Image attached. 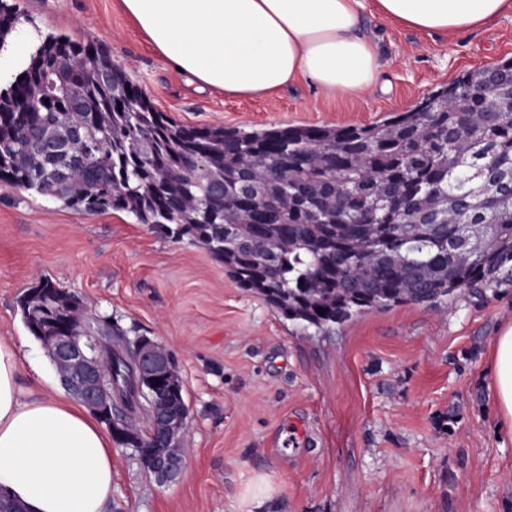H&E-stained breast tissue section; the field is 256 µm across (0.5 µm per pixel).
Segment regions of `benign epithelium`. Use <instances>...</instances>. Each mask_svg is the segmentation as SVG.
Instances as JSON below:
<instances>
[{"label":"benign epithelium","instance_id":"7a95c632","mask_svg":"<svg viewBox=\"0 0 512 512\" xmlns=\"http://www.w3.org/2000/svg\"><path fill=\"white\" fill-rule=\"evenodd\" d=\"M26 318L41 326V343L56 367L61 383L100 417L113 433L128 431L116 413L112 386L104 380L101 352L108 343L91 329L88 309L70 298L61 306L31 295L23 308ZM137 365L136 396L153 410L152 430L145 438L131 436L134 449L156 481L165 484L180 475L186 464L182 440L188 426L183 384L170 353L152 339L133 343Z\"/></svg>","mask_w":512,"mask_h":512}]
</instances>
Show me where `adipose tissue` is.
<instances>
[{
	"instance_id": "ef3b65f1",
	"label": "adipose tissue",
	"mask_w": 512,
	"mask_h": 512,
	"mask_svg": "<svg viewBox=\"0 0 512 512\" xmlns=\"http://www.w3.org/2000/svg\"><path fill=\"white\" fill-rule=\"evenodd\" d=\"M156 51L194 90L272 94L308 78L361 94L380 64L360 35L366 0H121ZM410 28L454 33L512 9V0H375ZM492 396L512 426V325L495 340ZM0 490L26 512H102L112 496V439L64 390L19 379L16 347L0 340Z\"/></svg>"
}]
</instances>
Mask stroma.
Instances as JSON below:
<instances>
[{"mask_svg": "<svg viewBox=\"0 0 512 512\" xmlns=\"http://www.w3.org/2000/svg\"><path fill=\"white\" fill-rule=\"evenodd\" d=\"M6 2L17 16L12 39L100 43L159 110L187 125L369 124L512 57V10L454 34L369 11L360 33L381 76L359 97L307 79L271 96L198 93L121 0ZM40 278L79 297L96 332L162 344L183 382V473L158 484L134 449L113 446L104 512H512V428L488 390L512 289L304 331L188 241L124 212L83 213L0 184V339L18 349L22 384L45 393L60 382L20 308ZM290 429L299 435L287 446Z\"/></svg>", "mask_w": 512, "mask_h": 512, "instance_id": "1", "label": "stroma"}]
</instances>
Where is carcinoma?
Segmentation results:
<instances>
[{"mask_svg":"<svg viewBox=\"0 0 512 512\" xmlns=\"http://www.w3.org/2000/svg\"><path fill=\"white\" fill-rule=\"evenodd\" d=\"M14 24L0 0L1 50ZM23 74L0 92V183L186 239L303 330L512 288V59L367 125L259 131L176 121L94 41L48 34ZM108 377L136 411L130 349Z\"/></svg>","mask_w":512,"mask_h":512,"instance_id":"1","label":"carcinoma"}]
</instances>
